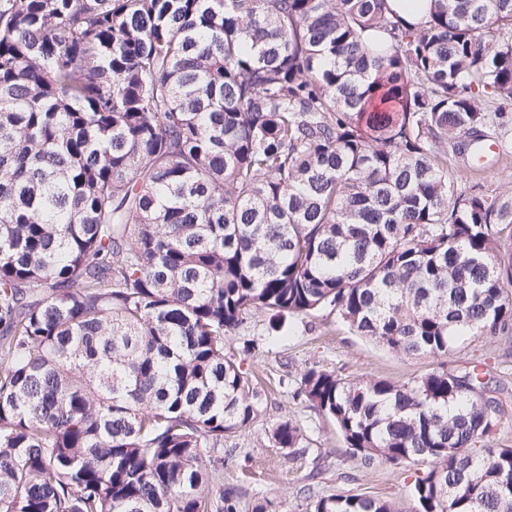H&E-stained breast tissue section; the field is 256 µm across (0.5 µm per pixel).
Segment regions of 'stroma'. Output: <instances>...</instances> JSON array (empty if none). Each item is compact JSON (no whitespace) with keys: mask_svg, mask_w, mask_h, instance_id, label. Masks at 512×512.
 Returning a JSON list of instances; mask_svg holds the SVG:
<instances>
[{"mask_svg":"<svg viewBox=\"0 0 512 512\" xmlns=\"http://www.w3.org/2000/svg\"><path fill=\"white\" fill-rule=\"evenodd\" d=\"M449 161L461 171L463 187L476 184L493 195L504 191L505 176L512 174V152L478 173L469 170L467 155H453ZM291 323L290 332L271 336L268 318L260 314L224 340V352L232 358L240 356L245 340L263 341L262 352L243 358L262 401L258 417L225 438L218 486L241 489L240 512H252L255 504L266 501L276 512H304L307 502L299 493L303 487L315 496L379 497L394 502L400 512H411L413 468L398 470L381 460L364 464L350 458L335 423L299 396V379L315 365L348 379L405 382L431 371L437 359L385 350L326 311L292 318ZM286 420L301 427V447L281 448L275 442L273 431Z\"/></svg>","mask_w":512,"mask_h":512,"instance_id":"obj_1","label":"stroma"}]
</instances>
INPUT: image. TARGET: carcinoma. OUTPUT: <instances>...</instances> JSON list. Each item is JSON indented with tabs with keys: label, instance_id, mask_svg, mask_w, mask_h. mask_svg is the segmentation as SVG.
I'll return each mask as SVG.
<instances>
[{
	"label": "carcinoma",
	"instance_id": "cac0c4a2",
	"mask_svg": "<svg viewBox=\"0 0 512 512\" xmlns=\"http://www.w3.org/2000/svg\"><path fill=\"white\" fill-rule=\"evenodd\" d=\"M508 108L512 0L416 25L391 0H0V512H238L210 485L257 416L224 354L256 314L402 355L512 341V191L448 164ZM299 390L350 457L424 466L414 512H512L486 360Z\"/></svg>",
	"mask_w": 512,
	"mask_h": 512
}]
</instances>
